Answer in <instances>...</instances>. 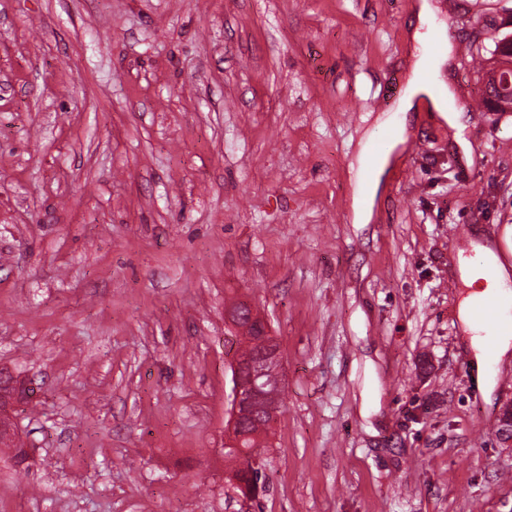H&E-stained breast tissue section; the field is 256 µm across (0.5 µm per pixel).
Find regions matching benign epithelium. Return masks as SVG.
<instances>
[{"label":"benign epithelium","mask_w":512,"mask_h":512,"mask_svg":"<svg viewBox=\"0 0 512 512\" xmlns=\"http://www.w3.org/2000/svg\"><path fill=\"white\" fill-rule=\"evenodd\" d=\"M245 319L248 323L241 330L245 332L250 327H255L262 340V347L260 351L247 356L235 353L229 360L232 388L224 444L232 447L239 446L240 425L246 418L254 415L256 409H262L269 421L276 419L279 399L266 395L265 390L270 382L275 381L280 387L284 381L281 347L270 332L266 320L253 312L247 316L240 313L235 317L227 315L228 324L232 328Z\"/></svg>","instance_id":"1"}]
</instances>
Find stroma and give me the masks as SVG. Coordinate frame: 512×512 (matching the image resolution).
<instances>
[{
  "label": "stroma",
  "instance_id": "1",
  "mask_svg": "<svg viewBox=\"0 0 512 512\" xmlns=\"http://www.w3.org/2000/svg\"><path fill=\"white\" fill-rule=\"evenodd\" d=\"M414 2L0 0V369L35 389L0 512H239L245 298L286 372L263 512H512V353L484 394L458 320L474 244L512 266V112L470 111L463 59L512 0H432L442 44ZM445 44L460 131L399 109ZM402 128L356 223L360 154Z\"/></svg>",
  "mask_w": 512,
  "mask_h": 512
}]
</instances>
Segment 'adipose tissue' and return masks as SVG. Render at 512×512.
Here are the masks:
<instances>
[{"instance_id":"1","label":"adipose tissue","mask_w":512,"mask_h":512,"mask_svg":"<svg viewBox=\"0 0 512 512\" xmlns=\"http://www.w3.org/2000/svg\"><path fill=\"white\" fill-rule=\"evenodd\" d=\"M445 62L444 57H423L417 60L416 76L409 81L400 100L402 111L411 112L419 108L437 113L438 117L455 129H462L463 116L453 102L452 94L438 92L427 83L421 72L429 67H440ZM391 152L383 150L361 163V178L358 195L355 199V216L357 220L369 221L371 217L370 205L374 200L381 184V179L390 165ZM487 261L482 265H471L469 262L461 264V279L470 293L459 308V319L465 332L470 335V345L474 353V362L477 371H484L489 361L500 359L512 352V334L498 336L494 349H487L481 334L482 327L472 317V309L476 303L496 300L505 295L507 268L493 250H486Z\"/></svg>"}]
</instances>
